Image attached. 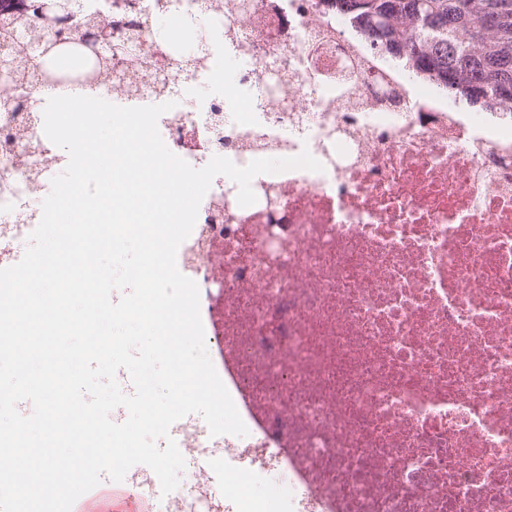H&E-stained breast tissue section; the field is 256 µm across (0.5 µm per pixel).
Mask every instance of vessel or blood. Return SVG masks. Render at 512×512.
<instances>
[{"mask_svg":"<svg viewBox=\"0 0 512 512\" xmlns=\"http://www.w3.org/2000/svg\"><path fill=\"white\" fill-rule=\"evenodd\" d=\"M209 428L200 414L194 413L175 422L169 434L174 440H182L186 434L208 433ZM223 438L210 441L209 449L202 454H185L184 459L194 469L205 471L208 476L224 473ZM159 486L155 473L147 467H135L128 471L123 481L102 478L101 482L81 495L74 503L72 512H148L147 501Z\"/></svg>","mask_w":512,"mask_h":512,"instance_id":"b4317fda","label":"vessel or blood"}]
</instances>
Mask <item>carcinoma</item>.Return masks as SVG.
I'll list each match as a JSON object with an SVG mask.
<instances>
[{
    "label": "carcinoma",
    "instance_id": "1",
    "mask_svg": "<svg viewBox=\"0 0 512 512\" xmlns=\"http://www.w3.org/2000/svg\"><path fill=\"white\" fill-rule=\"evenodd\" d=\"M370 49L402 63L448 97L512 115V0H324ZM13 80L61 36L50 23L20 31Z\"/></svg>",
    "mask_w": 512,
    "mask_h": 512
}]
</instances>
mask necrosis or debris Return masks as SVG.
Wrapping results in <instances>:
<instances>
[{
  "label": "necrosis or debris",
  "mask_w": 512,
  "mask_h": 512,
  "mask_svg": "<svg viewBox=\"0 0 512 512\" xmlns=\"http://www.w3.org/2000/svg\"><path fill=\"white\" fill-rule=\"evenodd\" d=\"M79 0L113 42L119 106L173 102L166 146L194 168L302 151L323 171L213 180L179 271L248 429L224 466L271 479L248 512H512V120L458 112L320 0ZM0 94V225L67 167L54 90Z\"/></svg>",
  "instance_id": "1"
}]
</instances>
